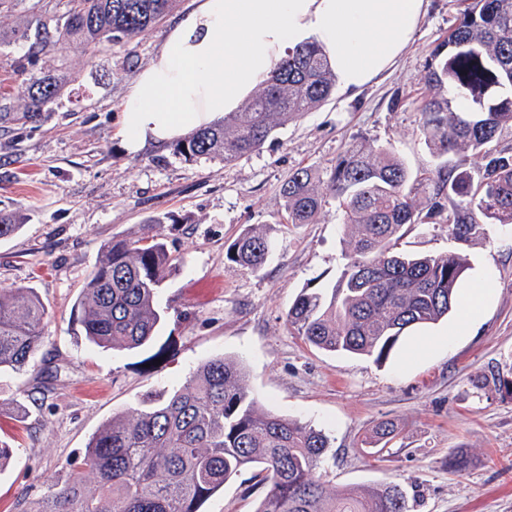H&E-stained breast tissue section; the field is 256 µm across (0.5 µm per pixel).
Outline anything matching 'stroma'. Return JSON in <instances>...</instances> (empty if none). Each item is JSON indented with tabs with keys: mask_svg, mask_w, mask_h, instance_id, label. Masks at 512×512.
Listing matches in <instances>:
<instances>
[{
	"mask_svg": "<svg viewBox=\"0 0 512 512\" xmlns=\"http://www.w3.org/2000/svg\"><path fill=\"white\" fill-rule=\"evenodd\" d=\"M463 0H430L403 59L377 82L332 97L276 130L259 150L226 164L185 160L173 143L126 151L121 103L136 73L163 42L158 26L119 43L46 47L28 76L68 72L70 85L37 124L0 123V211L24 226L0 240V287L34 288L49 309L32 371L0 372V442L13 450L0 469V512H24L113 416L178 388L214 357L239 362L252 394L269 410L324 430L332 446L322 467L336 487L401 483L410 512H512V399L476 388L477 376L512 372V224H487L466 240L446 223L407 226L399 248L466 256L470 274L492 268L493 304L477 330L448 350L384 364L321 351L289 331L286 313L304 289L331 287L345 263L347 229L335 201L315 223H287L280 187L294 170L326 172L356 141L391 148L410 171L435 160L418 106L431 53L458 24ZM64 0H17L0 12V93L15 112L16 63L39 26L53 27ZM159 229L180 265L159 289L162 322L146 345H90L76 301L104 242ZM273 243L258 272L229 263L227 246L247 227ZM398 438L383 458L360 441L378 421ZM470 464L450 470L449 454ZM243 469L203 512H255L262 490Z\"/></svg>",
	"mask_w": 512,
	"mask_h": 512,
	"instance_id": "stroma-1",
	"label": "stroma"
}]
</instances>
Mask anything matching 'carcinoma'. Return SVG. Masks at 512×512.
<instances>
[{
    "label": "carcinoma",
    "mask_w": 512,
    "mask_h": 512,
    "mask_svg": "<svg viewBox=\"0 0 512 512\" xmlns=\"http://www.w3.org/2000/svg\"><path fill=\"white\" fill-rule=\"evenodd\" d=\"M171 0H66L55 22L56 43L94 48L131 39L154 27ZM66 83L60 74L25 79L22 119L39 122ZM336 80L313 45L288 52L239 112L175 144L187 160L226 163L260 149L280 127L330 99ZM419 105L420 128L435 167L412 175L384 148L351 145L322 177L292 172L280 190L287 221L311 224L326 198L338 202L349 229L346 263L328 292L305 291L288 308V328L311 346L386 362L410 329L436 324L459 305L467 259L458 254L397 252L411 224L442 217L466 239L484 224H512V154L491 148L512 127V0H469L447 40L432 52ZM481 156L478 175L448 157ZM16 213L0 212V239L17 234ZM271 242L258 227L244 229L225 258L262 270ZM177 258L157 234L114 237L77 299L87 339L120 350L146 344L161 321L157 291ZM48 309L33 289L0 288V369L25 372L41 345ZM476 388L512 396V378L483 374ZM398 435L377 422L371 447L382 452ZM327 434L261 408L244 385L243 368L216 357L183 385L129 416H114L90 439L67 476L53 482L29 512H200L203 503L248 467L265 488L256 512H409L403 486L332 488L320 466ZM94 476L90 489L87 477Z\"/></svg>",
    "instance_id": "obj_1"
}]
</instances>
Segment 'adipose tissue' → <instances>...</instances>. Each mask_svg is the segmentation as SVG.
<instances>
[{
	"mask_svg": "<svg viewBox=\"0 0 512 512\" xmlns=\"http://www.w3.org/2000/svg\"><path fill=\"white\" fill-rule=\"evenodd\" d=\"M429 2L193 0L133 79L121 112L125 148L135 153L146 143L170 141L236 111L266 83L279 59L306 42L326 57L340 90L357 93L405 55ZM492 284V270L478 274L448 334L412 343L410 356L470 335Z\"/></svg>",
	"mask_w": 512,
	"mask_h": 512,
	"instance_id": "1",
	"label": "adipose tissue"
}]
</instances>
